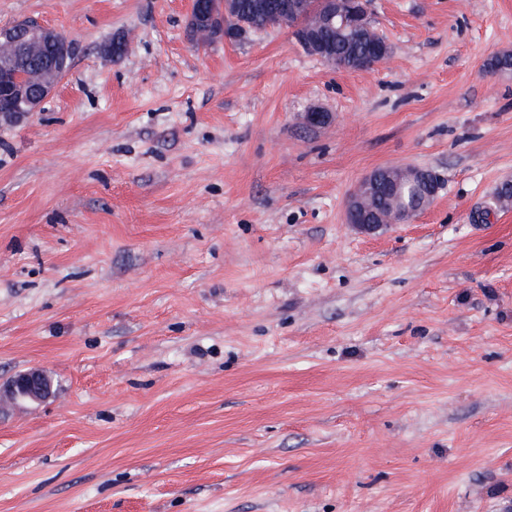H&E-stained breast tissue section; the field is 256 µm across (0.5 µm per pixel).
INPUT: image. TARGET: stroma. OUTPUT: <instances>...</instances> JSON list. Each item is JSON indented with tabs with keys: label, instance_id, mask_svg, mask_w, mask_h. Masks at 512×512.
Here are the masks:
<instances>
[{
	"label": "stroma",
	"instance_id": "1",
	"mask_svg": "<svg viewBox=\"0 0 512 512\" xmlns=\"http://www.w3.org/2000/svg\"><path fill=\"white\" fill-rule=\"evenodd\" d=\"M189 10L0 0L77 46L0 123V385L53 381L0 408V512H512V0H372L369 70ZM405 164L435 203L346 224ZM213 0H191L186 28L196 38L206 36L209 44L218 39L227 43L237 42V30L246 29L247 22L239 13L238 0H223L221 15L217 18ZM443 179L436 173L417 166L386 167L364 176L354 187L345 203V222L361 233L376 234L394 224H405L404 207L411 205L404 201L403 190L411 187L422 194L419 206L413 207L409 215L418 213L440 194ZM389 197L390 204L378 211L372 209L376 196ZM52 392L49 378L41 369H30L14 376L6 386L0 388V403L16 400L38 402Z\"/></svg>",
	"mask_w": 512,
	"mask_h": 512
}]
</instances>
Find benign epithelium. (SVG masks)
<instances>
[{"label": "benign epithelium", "instance_id": "benign-epithelium-1", "mask_svg": "<svg viewBox=\"0 0 512 512\" xmlns=\"http://www.w3.org/2000/svg\"><path fill=\"white\" fill-rule=\"evenodd\" d=\"M307 0H278V22L288 28L293 38L310 55L334 63L327 47L320 40L322 26H336L344 31L369 38L373 42V65L384 63L391 54L389 44L380 39L374 29L368 0H321L320 11L305 17ZM247 27L239 13L238 0H223L221 15H216L212 0H191L186 28L192 34L204 35L207 42L218 39L236 42L237 31ZM16 47V52L49 58L53 64L35 73L18 71L16 59L0 56V117L6 122H16L27 112H37L43 102L55 91L62 77L68 72L75 55L72 41L50 27L36 22L23 26L0 28V48ZM331 113L317 107L301 115L306 127L318 129L330 123ZM443 179L436 173L417 166L386 167L364 176L354 187L345 203V222L361 233L375 234L383 228L406 223L403 208V190L413 188L422 194L418 213L438 197ZM52 392L46 374L37 368L14 376L0 388V403L28 400L38 402Z\"/></svg>", "mask_w": 512, "mask_h": 512}]
</instances>
